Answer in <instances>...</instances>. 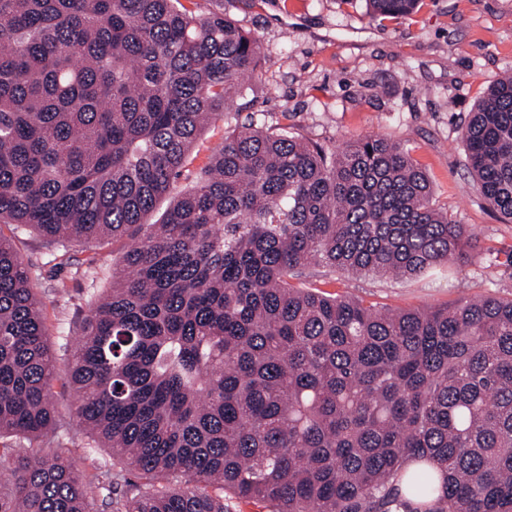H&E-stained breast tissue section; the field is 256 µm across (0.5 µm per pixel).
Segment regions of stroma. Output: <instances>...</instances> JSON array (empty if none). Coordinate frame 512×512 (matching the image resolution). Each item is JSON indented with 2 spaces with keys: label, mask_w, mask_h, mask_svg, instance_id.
Returning <instances> with one entry per match:
<instances>
[{
  "label": "stroma",
  "mask_w": 512,
  "mask_h": 512,
  "mask_svg": "<svg viewBox=\"0 0 512 512\" xmlns=\"http://www.w3.org/2000/svg\"><path fill=\"white\" fill-rule=\"evenodd\" d=\"M195 14L224 13L259 45L257 70L197 140L178 181L189 185L226 132L250 122L290 127L328 149L377 134L399 143L428 175L438 207L476 235L469 256L413 279L312 268L322 291L381 310H421L461 297L512 299V223L471 188L462 129L486 90L512 74V0H420L410 15L372 19L366 0H182ZM11 237L43 303L48 342L65 370L91 302L112 284L119 252L105 243L53 245L33 231ZM95 257L93 277L77 270ZM70 391L56 389L64 430L43 449H69L83 474L112 464V452L80 429Z\"/></svg>",
  "instance_id": "obj_1"
}]
</instances>
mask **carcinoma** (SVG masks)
<instances>
[{
  "label": "carcinoma",
  "instance_id": "obj_1",
  "mask_svg": "<svg viewBox=\"0 0 512 512\" xmlns=\"http://www.w3.org/2000/svg\"><path fill=\"white\" fill-rule=\"evenodd\" d=\"M178 0H0V223L59 247L131 240L63 385L120 471L8 445L0 512H512V299L380 311L302 270L407 278L473 235L397 144L339 152L243 124L174 184L259 46ZM375 17L417 0H367ZM512 222V76L462 130ZM158 224L144 218L163 200ZM42 304L0 235V439L58 437ZM138 474L130 483L124 472Z\"/></svg>",
  "mask_w": 512,
  "mask_h": 512
}]
</instances>
